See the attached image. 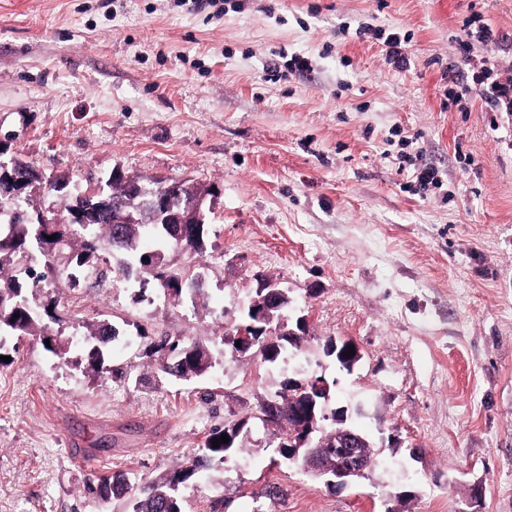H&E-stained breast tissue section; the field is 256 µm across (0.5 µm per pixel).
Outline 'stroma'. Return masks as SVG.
Returning <instances> with one entry per match:
<instances>
[{
  "label": "stroma",
  "instance_id": "obj_1",
  "mask_svg": "<svg viewBox=\"0 0 512 512\" xmlns=\"http://www.w3.org/2000/svg\"><path fill=\"white\" fill-rule=\"evenodd\" d=\"M470 22L502 41L468 42ZM391 27L410 37L409 70L373 35ZM295 56L307 71H289ZM274 57L288 69L275 82ZM499 84L512 85V0H0V159L80 186L122 173L214 191L207 307L62 279L40 299L57 304L65 357L35 336L0 340V512H128L85 482L122 474L144 497L227 418L263 447L184 484L186 512H512V99ZM404 136L443 174L427 197L398 164ZM265 279L307 320L272 366L223 341ZM73 312L118 329L104 362L128 382L88 371ZM163 336L203 341L222 369L140 386ZM331 340L358 349L352 368ZM316 376L376 453L340 488L281 457L255 417L288 379Z\"/></svg>",
  "mask_w": 512,
  "mask_h": 512
}]
</instances>
